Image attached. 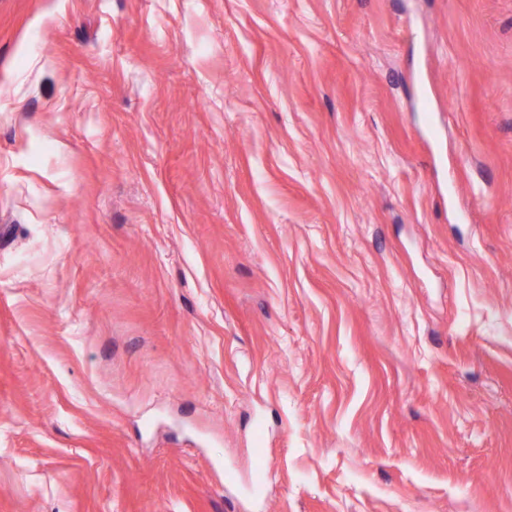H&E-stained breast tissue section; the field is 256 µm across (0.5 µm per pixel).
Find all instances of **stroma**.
I'll return each instance as SVG.
<instances>
[{"label":"stroma","instance_id":"1","mask_svg":"<svg viewBox=\"0 0 512 512\" xmlns=\"http://www.w3.org/2000/svg\"><path fill=\"white\" fill-rule=\"evenodd\" d=\"M0 512H512V0H0Z\"/></svg>","mask_w":512,"mask_h":512}]
</instances>
